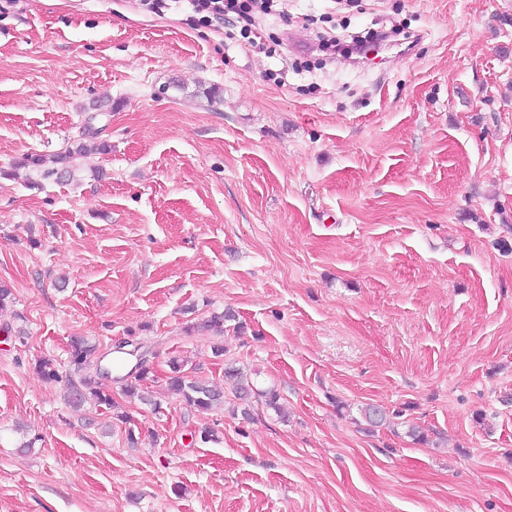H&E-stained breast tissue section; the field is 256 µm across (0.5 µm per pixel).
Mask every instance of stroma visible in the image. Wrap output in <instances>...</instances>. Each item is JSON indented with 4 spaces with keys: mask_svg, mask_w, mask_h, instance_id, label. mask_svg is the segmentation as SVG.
<instances>
[{
    "mask_svg": "<svg viewBox=\"0 0 512 512\" xmlns=\"http://www.w3.org/2000/svg\"><path fill=\"white\" fill-rule=\"evenodd\" d=\"M382 19L411 50L313 68L315 32ZM96 104L108 149L76 179L28 165ZM0 280V512H512V0H282L246 37L137 0H17ZM222 311L223 337L187 333ZM75 336L141 344L160 412L113 380L114 408L67 405ZM175 357L219 387L246 369L287 418L230 394L196 411Z\"/></svg>",
    "mask_w": 512,
    "mask_h": 512,
    "instance_id": "1",
    "label": "stroma"
}]
</instances>
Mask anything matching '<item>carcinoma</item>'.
Returning a JSON list of instances; mask_svg holds the SVG:
<instances>
[{"instance_id":"obj_1","label":"carcinoma","mask_w":512,"mask_h":512,"mask_svg":"<svg viewBox=\"0 0 512 512\" xmlns=\"http://www.w3.org/2000/svg\"><path fill=\"white\" fill-rule=\"evenodd\" d=\"M96 116L88 117L85 126L83 138L68 145L65 150L59 152L54 160L55 167L43 170V175L50 177L53 175H66L73 177L75 161L79 157L85 156L89 152L88 142L94 140L98 131L93 127V120ZM227 314L213 313L208 317H203L187 327V331L197 334L224 333V320ZM98 358V349L95 343L86 337H76L71 343V362L77 370L85 371L78 381H69L67 401L75 408H79L86 403H93L98 406L113 407L112 391L100 381L102 370L92 366L94 359ZM35 370L45 379L55 381L59 379L58 370L55 362L51 358H41L35 362ZM171 374L168 377L170 388L180 395L184 402L198 410L210 411L224 406V390L211 385L199 383L189 379L184 373L182 364L174 360L171 362ZM150 374V368L146 364H141L137 372H126L120 376L123 382L122 393L127 397H136L142 403L153 406V410L160 409V405L153 401L147 391L144 390V382ZM224 379L232 383L236 398L241 403L246 404L250 401L254 393L253 384L249 381L248 374L242 369L227 365L224 367Z\"/></svg>"}]
</instances>
